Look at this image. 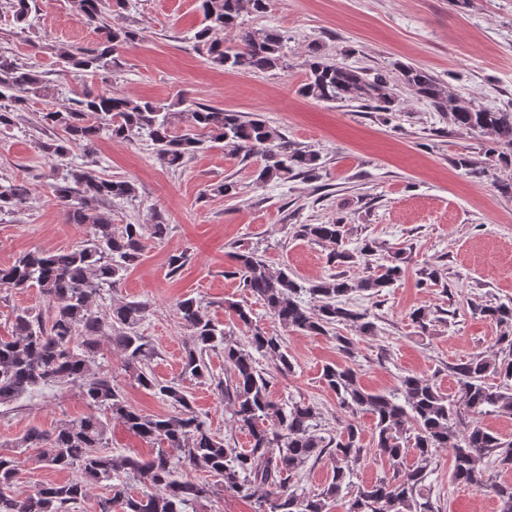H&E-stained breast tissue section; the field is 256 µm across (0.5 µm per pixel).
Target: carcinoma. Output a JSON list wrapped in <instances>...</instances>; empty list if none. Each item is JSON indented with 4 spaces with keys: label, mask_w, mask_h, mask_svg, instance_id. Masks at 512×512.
I'll use <instances>...</instances> for the list:
<instances>
[{
    "label": "carcinoma",
    "mask_w": 512,
    "mask_h": 512,
    "mask_svg": "<svg viewBox=\"0 0 512 512\" xmlns=\"http://www.w3.org/2000/svg\"><path fill=\"white\" fill-rule=\"evenodd\" d=\"M74 16L101 34L93 48L60 44L52 47L60 71L77 80L79 89L62 102H49L42 112L45 126L63 136L41 143L49 158H61L72 146L86 151L103 135L121 140L145 139L168 168H178L186 157L222 142L244 158L262 160L256 183L286 182L298 175L316 178L319 156L295 147L288 138L260 118L244 119L233 111L199 106L184 98L162 103L112 92H94L84 84L89 75H107L120 65L121 49L139 40V32L108 22L110 7L123 8L125 0H71ZM268 0H199L204 26L194 34V49L212 64L240 73L284 67L283 38L276 30L249 29L239 22L244 10L261 14ZM307 77L300 92L319 102L363 101L380 112L395 110L396 99L383 74L369 78L344 63L330 59L320 46L309 49ZM406 84L427 99L438 112H448L455 126L473 134L494 136L490 152L512 163V108L489 109L461 104L443 96L428 72L402 66ZM49 96L46 80L32 66L0 55V130L14 125V114L34 97ZM184 107L189 130L174 131L172 107ZM456 164L475 178L489 175L472 156H458ZM72 224L90 228L82 245L70 251L35 249L0 267V286L18 292L38 291L44 309L37 314L21 310L14 316L12 335L0 337V406L10 405L37 388L69 383L81 390L89 409L85 415L60 423L52 431L27 430L16 448H37L38 461L57 471L74 470L65 483H45L20 493L21 461L0 452V512H72L88 486L104 483L106 497L98 512H201L216 495L207 482L180 475L179 467H202L219 477L225 492L253 500L254 512H328L343 500L346 512H441L432 498L430 476L437 469L440 451L452 453L453 481L488 490L499 512H512V483L487 478L490 462L512 467V440L475 425L460 430L468 416L497 414L512 417V307L480 304L475 311L507 328L492 350L450 367L457 391H441L434 376L409 374L392 390L372 392L360 383L351 364L353 341L336 336L348 363L328 364L321 379L334 393L346 419L334 436L320 433V411L311 402L279 404L270 395V381L256 356L273 361L283 376L293 363L284 351L283 337L253 323L252 311L233 304L236 322L245 330L241 343L210 319L193 297L176 302V314L191 331L181 359V376L211 379L205 356L224 350L229 376L218 380L230 406L232 427L247 433L248 448L228 445L215 434L174 381H161L149 369L154 346L137 327L149 313L141 301H121L101 309L98 301L112 291L124 274L141 259L145 240H164L169 225L126 224L115 229L100 212L102 202L135 196L125 180L104 179L92 170L75 166L61 180L48 184ZM29 193L23 184L0 183V214L13 211ZM342 219L328 224H302L298 236L331 247L330 261L339 266L371 262L378 252L373 241L358 249L346 248ZM232 276H238L262 300L279 325L306 336H327L336 325L349 326L371 336L376 324L366 310L349 305L353 293L379 295L403 273L401 249L390 252L377 270L351 277L342 272L304 286L286 270L271 271L261 256L242 250L233 255ZM417 333H428L430 311L409 314ZM118 350L124 371L140 387L168 401L176 413L145 415L131 407L112 375L98 366L103 343ZM373 419L372 446L363 443L357 418ZM117 420L152 445L151 457L107 454V432ZM376 453L388 463L387 473L370 484H359L357 466ZM413 459H408V454ZM327 457L332 475L317 490L291 483L309 463Z\"/></svg>",
    "instance_id": "carcinoma-1"
}]
</instances>
